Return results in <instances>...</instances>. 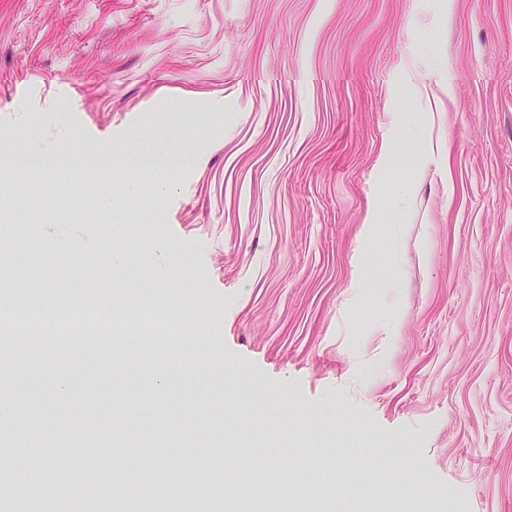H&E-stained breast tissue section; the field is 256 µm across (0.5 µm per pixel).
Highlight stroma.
<instances>
[{
    "label": "stroma",
    "instance_id": "obj_1",
    "mask_svg": "<svg viewBox=\"0 0 512 512\" xmlns=\"http://www.w3.org/2000/svg\"><path fill=\"white\" fill-rule=\"evenodd\" d=\"M413 59L437 77L394 104ZM74 151L127 179L74 191ZM62 224L83 261L47 252ZM116 253L160 255L172 333L209 344L0 348L52 512H94L77 491L121 467L124 512L132 459L184 477L157 512H194L230 448L244 512L259 472L296 482L290 512H512V0H0L7 279L126 315ZM31 495L0 438V507Z\"/></svg>",
    "mask_w": 512,
    "mask_h": 512
}]
</instances>
